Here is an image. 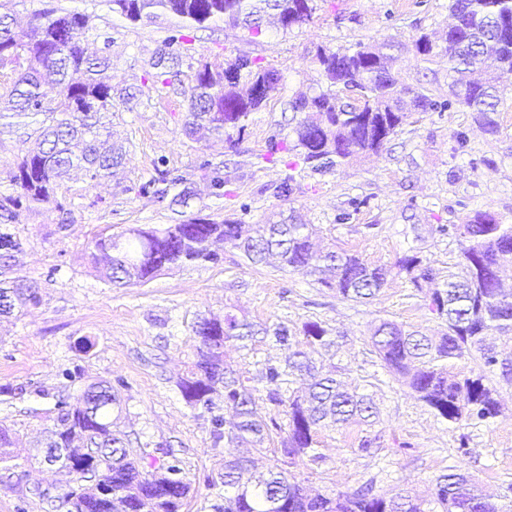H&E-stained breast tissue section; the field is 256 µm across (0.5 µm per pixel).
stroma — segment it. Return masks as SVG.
I'll list each match as a JSON object with an SVG mask.
<instances>
[{
	"label": "stroma",
	"instance_id": "stroma-1",
	"mask_svg": "<svg viewBox=\"0 0 512 512\" xmlns=\"http://www.w3.org/2000/svg\"><path fill=\"white\" fill-rule=\"evenodd\" d=\"M448 5L449 0H315L310 22L287 33L269 19L256 37L221 25L191 30V65L261 56L281 72L280 92L250 115L232 146L186 135L184 96L153 85L150 63L173 19L163 16L135 29L92 0H63L64 8L89 14L92 26L114 38L112 85L133 94L130 102L116 103L112 116V139L126 150L124 174L92 185L73 180L68 198L73 222L67 228H59L51 203L15 227L21 248L7 276L19 284L37 283L41 301L19 318H0V423L16 433L15 451L22 459L16 468L0 464V512H45L35 488L60 493L61 475L31 455L50 424L58 392L77 395L96 382L110 383L118 393L115 418L136 439L133 457L161 462L170 451L181 460L191 486L184 512H211L210 483L223 472L225 459L248 456L260 470L272 464L288 418L265 403L261 375L266 364L283 362L286 347L267 338L245 349H226L227 361L256 387L271 422L266 452L246 444L213 447L209 414L189 405L176 385L197 358L193 326L230 306L255 324H283L297 348L304 345V323H321L334 341L325 362L376 405L372 425L320 430L319 460L300 458L289 467V478L328 495L368 484L378 494L407 489L428 499L436 478L454 469L495 501H512V385L491 373L500 413L453 423L418 400L371 351L369 336L383 320L430 336L446 331L445 322L424 305L426 289L415 287L409 275L393 277L375 300L359 303L302 273L250 264L231 248L218 262L178 266L135 288L112 287L88 257L92 238L102 232L188 218L262 224L291 212L314 225L326 242L369 264L389 268L416 255L447 275L459 243L437 233V225L462 223L478 211L512 224V78L501 86L495 134L484 131L476 113L455 106L413 114L380 154L329 173L291 170L263 156L271 136L292 138L288 101L316 89L313 55L320 46L337 51L360 42L399 43L393 66L399 84L447 99L446 59L416 55L412 43L424 32H446ZM208 154L224 161L220 197L197 168ZM161 156L169 169L189 178L193 194L187 205L161 204L134 192L135 184L154 176L153 162ZM290 175L295 190L280 198L276 188ZM84 337L94 343L86 353L77 348ZM365 436L375 438L374 453L360 451Z\"/></svg>",
	"mask_w": 512,
	"mask_h": 512
}]
</instances>
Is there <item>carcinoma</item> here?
Listing matches in <instances>:
<instances>
[{
    "mask_svg": "<svg viewBox=\"0 0 512 512\" xmlns=\"http://www.w3.org/2000/svg\"><path fill=\"white\" fill-rule=\"evenodd\" d=\"M105 5L137 26L172 15L178 24L157 47L151 63L153 84L161 91H189L185 131L205 128L218 142H233L231 132L243 134L249 116L280 90L279 69L263 57L236 56L218 63L204 62L184 87L181 69L190 37L184 30L223 22L249 33H262L261 19L273 12L285 32L310 21L314 0H103ZM0 0V135L35 140L9 168L7 185L0 190V224H18L53 203L61 213L59 227L72 223L71 210L58 201L67 193L70 172L79 170L86 182L118 176L123 147L107 142L114 108L112 37H103L100 54L90 56L82 44L92 27L89 15L59 7L33 13L24 27L15 25L13 5ZM445 45L428 34L413 41L424 57L448 60L449 100L439 102L422 89L398 88L390 73L395 48L391 42L358 43L336 51L319 48L315 60L324 87L288 101L301 119L291 141L271 137L264 159L280 160L294 169L302 164L313 171L347 165L367 154H377L415 112L443 110L452 105L477 113L488 131L498 132L494 114L499 96L490 75L512 74V0H451ZM296 156L297 161L288 160ZM224 162L204 158L199 169L211 174V186L224 195ZM156 176L136 186L137 193L159 202L171 189L186 185L163 158L154 162ZM437 231L457 238L460 250L455 269L448 270L442 287L426 296L429 311L445 321L447 332L436 337L406 330L384 320L370 336L371 347L390 373L402 379L418 400L448 421L487 420L499 413L497 391L486 383L485 372L500 370L512 382V358L501 359L490 336L512 340V290L499 282L503 263L512 261V224L489 212H477L462 224H441ZM216 242L240 251L250 262L278 257L294 271L315 277L316 283L349 300L370 299L388 282L391 270L372 266L355 254L315 247L308 225L291 222L241 224L183 221L163 228L131 227L118 235L91 241L92 262L107 260L103 277L118 288L143 285L176 265L216 263ZM20 242L0 232V270L6 269ZM398 270L413 275V283L434 280L433 270L415 256L398 261ZM0 300L9 317L27 304L40 301L36 285L14 286L0 279ZM307 349H292L288 329L251 323L229 310L222 319H203L193 327L199 342L197 360L178 382L190 405L211 415L214 445L232 447L250 443L263 451L268 424L257 404L256 389L245 384L224 358L230 343L247 347L257 336H273L287 347L285 367L268 365L262 374L266 401L286 408L288 433L281 440L282 464L292 465L315 452L318 431L327 426L366 422L373 417L367 398L350 391L334 371H323L310 357L334 341L318 322L302 328ZM479 361L481 373L460 378L448 372V362L463 358ZM308 379L307 391L286 393L283 386ZM224 399L235 420L226 423L215 413L216 399ZM118 404L112 386L91 384L76 397L57 396L53 426L46 447L59 448L65 477L62 504L73 512H181L190 494L176 456L149 471L128 457V434L112 430V407ZM14 433L0 426V463L13 461ZM223 489L214 512H429L425 500L410 495L373 494L368 490L338 493L334 497L309 495L288 479L281 464L259 477L240 459L224 461V472L212 481ZM434 501L440 512H512L509 505L490 501L468 476L450 472L437 477Z\"/></svg>",
    "mask_w": 512,
    "mask_h": 512,
    "instance_id": "1",
    "label": "carcinoma"
}]
</instances>
